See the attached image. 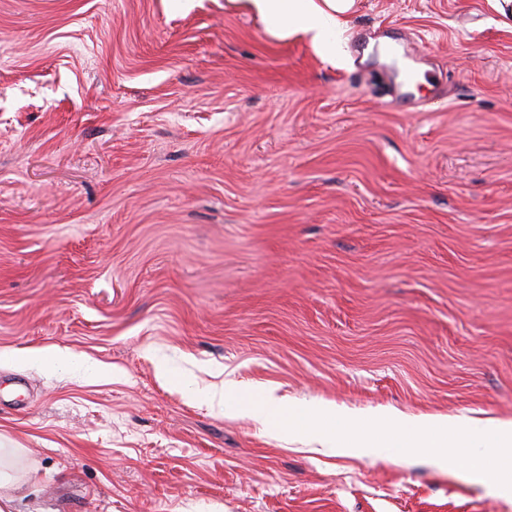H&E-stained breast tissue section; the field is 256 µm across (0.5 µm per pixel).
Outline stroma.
Returning <instances> with one entry per match:
<instances>
[{
  "label": "stroma",
  "mask_w": 512,
  "mask_h": 512,
  "mask_svg": "<svg viewBox=\"0 0 512 512\" xmlns=\"http://www.w3.org/2000/svg\"><path fill=\"white\" fill-rule=\"evenodd\" d=\"M360 2L332 60L226 0H0L18 512H512L208 397L512 419V16Z\"/></svg>",
  "instance_id": "35a3bbf8"
}]
</instances>
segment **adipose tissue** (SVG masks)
Here are the masks:
<instances>
[{
	"mask_svg": "<svg viewBox=\"0 0 512 512\" xmlns=\"http://www.w3.org/2000/svg\"><path fill=\"white\" fill-rule=\"evenodd\" d=\"M276 37L299 33L308 38L325 56L336 58L339 49L331 30L343 27L354 15L357 0H238ZM22 449L0 433V512H14V492L31 481L32 471L19 467Z\"/></svg>",
	"mask_w": 512,
	"mask_h": 512,
	"instance_id": "adipose-tissue-1",
	"label": "adipose tissue"
}]
</instances>
